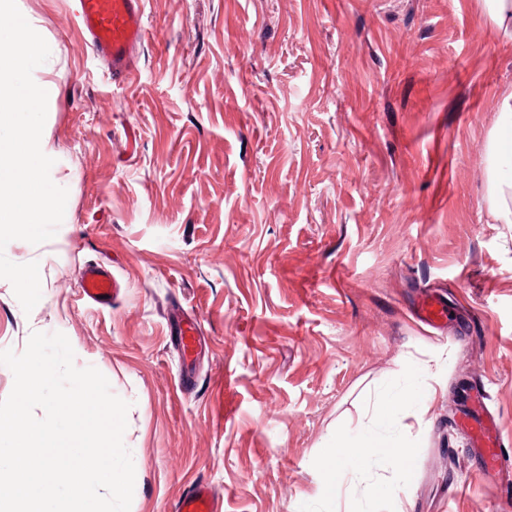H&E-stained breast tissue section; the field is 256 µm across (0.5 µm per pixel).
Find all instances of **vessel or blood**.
Returning <instances> with one entry per match:
<instances>
[{"label": "vessel or blood", "mask_w": 512, "mask_h": 512, "mask_svg": "<svg viewBox=\"0 0 512 512\" xmlns=\"http://www.w3.org/2000/svg\"><path fill=\"white\" fill-rule=\"evenodd\" d=\"M72 6L81 37L107 64L113 80L129 79L135 56L149 37L144 0H72ZM78 288L82 298L108 306L118 297L121 283L109 268L95 264L84 269ZM419 315L426 324L436 326L447 318L448 309L443 301L431 299L421 303ZM460 424L485 468L500 467L505 458L502 441L481 391L469 396ZM176 512H219V508L208 485L200 482L181 494Z\"/></svg>", "instance_id": "b4317fda"}]
</instances>
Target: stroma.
<instances>
[{"label": "stroma", "instance_id": "35a3bbf8", "mask_svg": "<svg viewBox=\"0 0 512 512\" xmlns=\"http://www.w3.org/2000/svg\"><path fill=\"white\" fill-rule=\"evenodd\" d=\"M53 54L44 126L69 195L24 313L0 279V350L64 333L130 402V512H175L190 484L221 512H499L512 465L484 468L457 419L486 388L512 453V224L494 223L488 143L512 40L480 0H145L137 73L113 82L68 0H16ZM108 266L112 306L81 298ZM427 296L448 319L416 316ZM203 339L185 388L174 311ZM429 380L419 415L400 395ZM396 397L384 419L378 395ZM412 448L393 492L324 498L337 433ZM78 288L82 298L101 306H111L120 293L121 283L109 268L95 264L84 269Z\"/></svg>", "mask_w": 512, "mask_h": 512}]
</instances>
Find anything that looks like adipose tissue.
Here are the masks:
<instances>
[{
	"label": "adipose tissue",
	"mask_w": 512,
	"mask_h": 512,
	"mask_svg": "<svg viewBox=\"0 0 512 512\" xmlns=\"http://www.w3.org/2000/svg\"><path fill=\"white\" fill-rule=\"evenodd\" d=\"M398 455L402 460L413 458V451L399 447L381 434H372L361 439L337 436L322 458V488L325 497H335L344 484L365 485L367 491L375 486L369 481V464L379 456Z\"/></svg>",
	"instance_id": "obj_1"
}]
</instances>
